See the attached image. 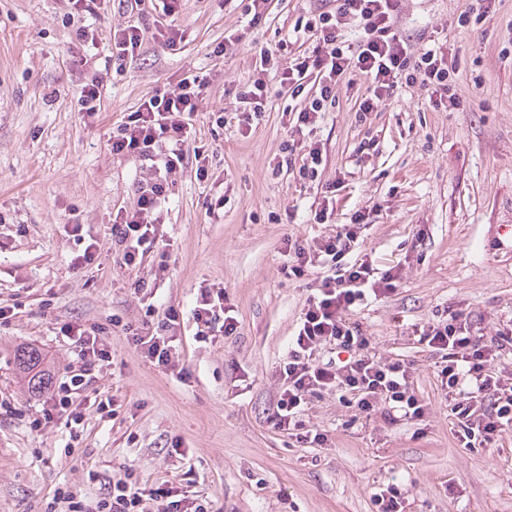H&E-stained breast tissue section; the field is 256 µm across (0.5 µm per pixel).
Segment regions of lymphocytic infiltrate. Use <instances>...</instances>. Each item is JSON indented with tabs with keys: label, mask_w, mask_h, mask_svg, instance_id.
<instances>
[{
	"label": "lymphocytic infiltrate",
	"mask_w": 512,
	"mask_h": 512,
	"mask_svg": "<svg viewBox=\"0 0 512 512\" xmlns=\"http://www.w3.org/2000/svg\"><path fill=\"white\" fill-rule=\"evenodd\" d=\"M319 2L304 25L315 42L312 50L297 55L284 68L276 66L270 49L259 50L253 79L247 90L235 96L241 131L251 129L274 88L303 94L302 104L288 110L291 122L284 149L293 151L296 139L312 133L322 112L335 104L339 82L351 72L368 82L359 103L363 112L375 111L405 86L426 91L434 106H456L455 56L447 42L418 50L398 32L394 17L400 0ZM352 27L363 33L354 44L342 37ZM203 87V79L188 72L174 89L146 94L111 137L113 155L154 162L150 173L134 185V207L120 208L112 217L115 259L123 266L140 265L145 253L164 237L159 208L172 173L184 162L186 117L196 111ZM365 220L359 211L333 236L286 244L291 274L303 275L317 265L327 269L307 298L288 349L273 371L279 394L269 422L275 429L297 432L309 444L327 442L326 434L307 426L303 418L309 403L327 394L351 396L360 412H379L388 425L421 420L427 412L414 392L410 366L400 359L379 357L360 325L351 320L356 308L369 299L392 293L398 279L392 270L375 267L369 257L353 258L358 229ZM177 319V312L168 310L165 322L156 329L132 333L130 342L162 370L181 375L185 368L175 336ZM192 320L196 338L203 341L233 335L238 329L220 290L200 289ZM60 332L77 348L80 365L55 383L40 414L29 421L33 432L55 419L78 430L85 407L80 395L111 357L95 330L67 323ZM418 342L441 355L437 376L461 447L492 445L502 432L512 429V365L507 362L512 356L511 327L486 337L473 329L468 313L460 309L419 330ZM327 344L347 352V359L319 362L317 352ZM55 498L61 512H214L211 502L186 487L168 480L142 482L129 468L113 475L108 493L95 505H87L67 486L58 487Z\"/></svg>",
	"instance_id": "1"
}]
</instances>
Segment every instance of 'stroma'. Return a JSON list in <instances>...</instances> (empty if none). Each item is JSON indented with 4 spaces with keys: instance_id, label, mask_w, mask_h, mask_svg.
<instances>
[{
    "instance_id": "obj_1",
    "label": "stroma",
    "mask_w": 512,
    "mask_h": 512,
    "mask_svg": "<svg viewBox=\"0 0 512 512\" xmlns=\"http://www.w3.org/2000/svg\"><path fill=\"white\" fill-rule=\"evenodd\" d=\"M469 4L402 0L395 18L418 49L447 33L459 107H433L411 87L365 114V79L344 75L310 138L323 154L320 182L304 187L270 167L282 155L289 96H272L247 135L231 94L249 84L256 49L284 67L312 48L294 25L316 0H269L256 25L244 0H178L168 22L182 43L149 38L132 59L113 56L107 33L154 23V10L141 18L123 0H97L82 38L68 19L72 0H0V306L15 311L0 325V398L12 404L0 417V512H52L64 483L99 499L127 467L151 481L188 479L215 512H376L375 487L392 483L405 512H512V430L494 447L460 448L437 357L412 335L448 309L465 310L488 337L512 325V241L500 234L512 226V0H493L479 23L458 26ZM231 33L238 44L218 53ZM191 70L206 86L161 213L165 240L140 266L119 265L107 226L133 204L132 185L151 162L114 156L110 137L142 97ZM92 79L101 109L87 115L75 102ZM333 181V223L311 222L322 184ZM358 211L369 215L359 254L401 274L394 293L353 319L378 355L412 364L428 414L390 426L327 394L306 418L328 442L308 448L267 422L278 399L273 369L322 275L318 266L289 275L285 242L335 234ZM74 222L99 239L85 267L72 264L85 247ZM162 256L168 275L156 282L151 267ZM138 280L154 282L157 302L179 314L184 379L126 340V327L162 319L146 316ZM202 287L223 289L239 322L212 344L195 340L190 318ZM66 323L95 329L112 351L87 395L113 397L116 412L87 410L75 438L58 420L28 429L42 397L13 364L18 348L33 347L54 378L66 376L78 362L59 332Z\"/></svg>"
}]
</instances>
